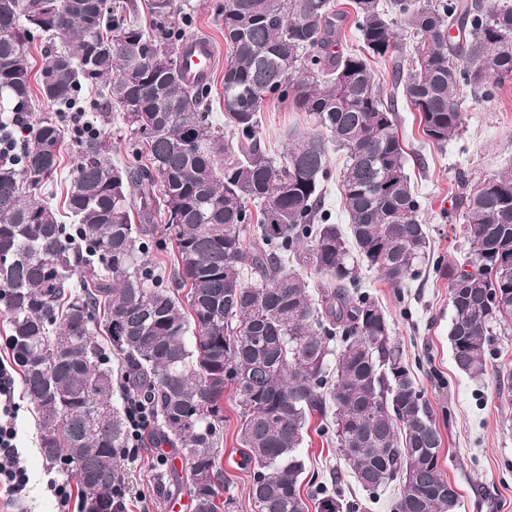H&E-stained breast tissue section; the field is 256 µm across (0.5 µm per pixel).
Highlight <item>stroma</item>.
<instances>
[{"instance_id": "35a3bbf8", "label": "stroma", "mask_w": 512, "mask_h": 512, "mask_svg": "<svg viewBox=\"0 0 512 512\" xmlns=\"http://www.w3.org/2000/svg\"><path fill=\"white\" fill-rule=\"evenodd\" d=\"M224 0H173V21L183 24L186 36L205 35L214 44L219 68L210 80V104L216 121L224 119V70L227 59L218 8ZM403 49L394 56L371 60L376 80L395 99L396 123L408 153L407 172L422 202L421 220L429 231V248L444 264L461 262L468 244L460 232V199L466 184L494 178L512 169V78L505 80L494 99L481 98L471 88L459 96L464 130L441 148L428 144L420 114L393 86L394 71H409L415 61L416 39L398 28ZM305 113L293 101L268 102L261 114V136L267 150L281 155L288 132H306ZM363 286L383 307L393 324L394 337L414 371L419 386L436 414L443 437L440 463L460 494L459 512H512V398L498 395V362L487 374L470 378L452 360L448 330L453 310L446 276L427 267L402 288L385 284L377 271L362 269ZM17 428L21 458L30 476L24 498L0 494V512H79L76 503L61 505L46 488L49 479L64 480V471H48L39 453L37 417L26 397H18ZM320 417L306 429L302 454L306 459L304 488L337 487L343 498L362 497L332 438L321 432ZM237 402L224 396L220 452L224 476L237 500L238 512H253L250 478L242 466ZM186 463L169 447L142 449L135 463L121 462L129 484L130 512L149 503L152 512H168L171 500H184L187 490H166L164 479Z\"/></svg>"}]
</instances>
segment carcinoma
Instances as JSON below:
<instances>
[{"label": "carcinoma", "mask_w": 512, "mask_h": 512, "mask_svg": "<svg viewBox=\"0 0 512 512\" xmlns=\"http://www.w3.org/2000/svg\"><path fill=\"white\" fill-rule=\"evenodd\" d=\"M351 6L359 54L336 49L348 13L333 0H224L226 138L206 108L209 87L179 66L171 0H150L149 30L131 20V0H0V133L11 155L0 163V301L40 455L73 475L82 505L113 508L121 478L128 423L112 400L116 354L124 387L150 400L145 442L186 459L171 481L187 487L193 512H219L221 491L224 512H235L217 436L229 390L257 512H309V499L315 512H367L336 488L301 494L312 414L364 492L399 484L391 512H450L434 413L358 273L363 263L399 288L429 261L394 104L369 58L398 52L397 25L414 30L415 68L393 82L442 146L463 129L460 86L490 99L512 75V6ZM34 32L51 39L38 90L56 111L29 121L21 59ZM91 89L104 99L102 121L112 104L123 108L121 166L104 130L61 120ZM290 96L313 131L293 134L275 158L260 113ZM67 137L70 224L44 198ZM332 146L346 152L347 235L321 207ZM461 206L470 251L447 267L448 341L457 369L477 379L492 330L512 325V170L467 190ZM161 241L169 268L148 261Z\"/></svg>", "instance_id": "carcinoma-1"}]
</instances>
